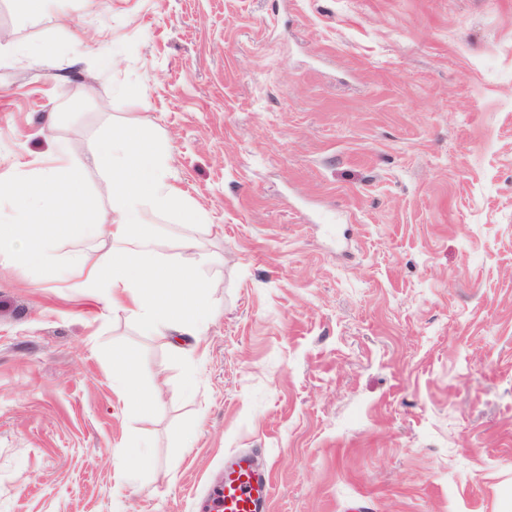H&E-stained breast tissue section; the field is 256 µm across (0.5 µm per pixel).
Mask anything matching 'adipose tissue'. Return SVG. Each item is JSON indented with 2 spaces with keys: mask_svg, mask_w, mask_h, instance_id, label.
<instances>
[{
  "mask_svg": "<svg viewBox=\"0 0 512 512\" xmlns=\"http://www.w3.org/2000/svg\"><path fill=\"white\" fill-rule=\"evenodd\" d=\"M50 157L51 165L0 178V199L12 204L10 220L0 223V255L18 251L23 263L56 265L59 241L80 226L87 236L105 238L107 247L92 261L81 255L69 259L64 271L79 287L99 289L103 303L123 306L146 333L199 335L208 316L207 286L186 267L161 260L155 234L144 222L148 208L178 211L185 224L197 219L194 211L181 208L183 193L162 171L153 141L136 129L105 137L94 147L91 159L107 174L112 199L106 224L93 221L96 203L66 146L55 144ZM112 367L120 397L151 408L150 397L137 385L134 356L116 353Z\"/></svg>",
  "mask_w": 512,
  "mask_h": 512,
  "instance_id": "adipose-tissue-1",
  "label": "adipose tissue"
}]
</instances>
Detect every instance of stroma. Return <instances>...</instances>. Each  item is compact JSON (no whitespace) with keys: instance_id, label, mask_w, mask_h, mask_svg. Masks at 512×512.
I'll use <instances>...</instances> for the list:
<instances>
[{"instance_id":"35a3bbf8","label":"stroma","mask_w":512,"mask_h":512,"mask_svg":"<svg viewBox=\"0 0 512 512\" xmlns=\"http://www.w3.org/2000/svg\"><path fill=\"white\" fill-rule=\"evenodd\" d=\"M131 127L211 317L149 336L0 256V512H201L240 449L270 512H512V0H0L1 177L64 142L109 222ZM112 384L122 399L132 406L149 409L152 406L150 397L142 392L137 385L136 361L128 352H118L112 356Z\"/></svg>"}]
</instances>
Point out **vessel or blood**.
<instances>
[{"label":"vessel or blood","instance_id":"obj_1","mask_svg":"<svg viewBox=\"0 0 512 512\" xmlns=\"http://www.w3.org/2000/svg\"><path fill=\"white\" fill-rule=\"evenodd\" d=\"M272 477L253 454L235 453L224 462V474L211 493L209 512H268Z\"/></svg>","mask_w":512,"mask_h":512}]
</instances>
